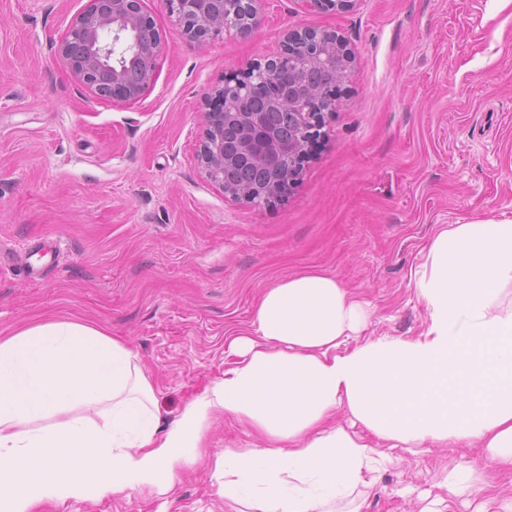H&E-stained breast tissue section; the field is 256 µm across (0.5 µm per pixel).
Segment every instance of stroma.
Instances as JSON below:
<instances>
[{
	"mask_svg": "<svg viewBox=\"0 0 512 512\" xmlns=\"http://www.w3.org/2000/svg\"><path fill=\"white\" fill-rule=\"evenodd\" d=\"M87 5L0 0V333L51 317L128 340L162 424L223 375L225 340L250 331L264 289L322 271L365 302L362 338L414 337L426 312L410 271L434 234L512 218V0H353L340 12L265 0L250 35L202 42L164 0H142L162 50L154 85L132 103L96 95L54 58ZM295 27L336 32L353 63L288 195L244 205L201 172L206 95L277 54ZM44 237L59 252L33 249ZM261 444L221 416L170 493L38 512H234L215 461ZM392 455L361 512H502L500 500L449 493L458 466L512 495V469L481 446L429 442Z\"/></svg>",
	"mask_w": 512,
	"mask_h": 512,
	"instance_id": "1",
	"label": "stroma"
}]
</instances>
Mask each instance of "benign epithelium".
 <instances>
[{"mask_svg":"<svg viewBox=\"0 0 512 512\" xmlns=\"http://www.w3.org/2000/svg\"><path fill=\"white\" fill-rule=\"evenodd\" d=\"M184 33L203 41L229 30L248 34L260 22L262 0H164ZM307 8L342 11L352 0H300ZM162 36L143 11L142 0H89L77 15L65 40L54 47L55 59L95 94L119 101L139 98L155 80ZM327 63L336 73L327 112L340 104V86L352 63L344 41L334 32L310 28L291 29L283 37L280 51L251 64L239 75L224 79V85L207 95L219 104L204 112V135L199 144L201 168L224 195L240 203L257 206L282 199L297 179L309 149L319 136L324 112L311 100L319 89L298 80L299 72ZM263 94L288 112L291 135L279 137L267 123L266 114L244 106ZM237 133L234 148H224L221 131ZM238 166L255 167L266 173L260 184L224 180V171Z\"/></svg>","mask_w":512,"mask_h":512,"instance_id":"1","label":"benign epithelium"}]
</instances>
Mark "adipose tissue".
<instances>
[{"label":"adipose tissue","mask_w":512,"mask_h":512,"mask_svg":"<svg viewBox=\"0 0 512 512\" xmlns=\"http://www.w3.org/2000/svg\"><path fill=\"white\" fill-rule=\"evenodd\" d=\"M411 281L424 332L358 344L349 288L321 271L279 281L250 332L227 338L233 366L165 428L128 341L54 319L0 336V512L166 493L220 411L264 442L216 460L225 500L246 512H360L391 461L375 438L479 444L512 468V219L439 230ZM342 409L367 437L337 424Z\"/></svg>","instance_id":"ef3b65f1"}]
</instances>
